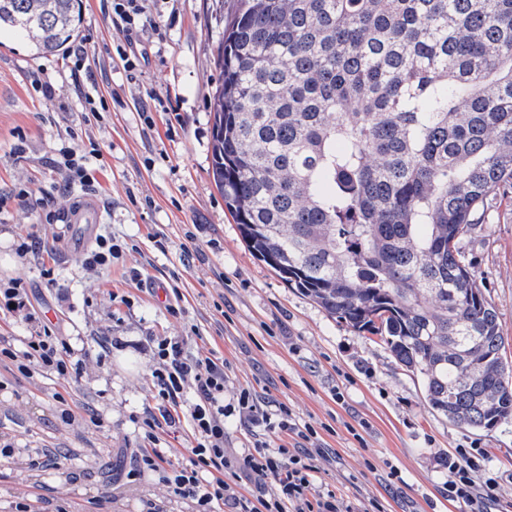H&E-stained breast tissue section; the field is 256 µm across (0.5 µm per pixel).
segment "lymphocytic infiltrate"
<instances>
[{
  "mask_svg": "<svg viewBox=\"0 0 512 512\" xmlns=\"http://www.w3.org/2000/svg\"><path fill=\"white\" fill-rule=\"evenodd\" d=\"M99 154L96 148L62 146L56 168L63 189L95 183L87 160ZM152 343L157 412L144 422L149 445L136 455L129 480H139L148 471L157 473L175 497L195 503L196 512H354L343 496L316 483V461L331 451L319 445L313 426L300 423L284 405L267 412L248 388L232 392V403H225L223 360L203 353L188 356L184 337H156ZM71 355L66 340L47 329L35 330L23 349L0 348V358L12 361L18 371L50 373L66 381L77 376L69 367ZM233 415L264 425L269 433L291 436L293 447L275 448L262 437L243 452L229 451L224 446V420ZM185 422L194 444L189 460L175 463L160 449L159 435L177 432ZM486 458L482 448L456 449L445 497L467 504L470 512H491L497 480L488 475ZM245 485L250 488L246 494L241 491Z\"/></svg>",
  "mask_w": 512,
  "mask_h": 512,
  "instance_id": "1",
  "label": "lymphocytic infiltrate"
}]
</instances>
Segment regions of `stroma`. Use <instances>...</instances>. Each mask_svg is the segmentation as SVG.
Segmentation results:
<instances>
[{
  "label": "stroma",
  "instance_id": "1",
  "mask_svg": "<svg viewBox=\"0 0 512 512\" xmlns=\"http://www.w3.org/2000/svg\"><path fill=\"white\" fill-rule=\"evenodd\" d=\"M145 6L153 27L136 39L142 59L132 70L117 53L125 39L112 0H82L77 41L88 61L76 74L68 55L37 57L14 33H0V193L19 179L36 191L28 207L0 208V279H21L41 303L42 321L82 361L70 382L0 363V436L15 443L0 458V512L21 503L36 512H149L153 503L194 512L159 476L126 478L144 445L138 420L155 405L154 336H181L189 352L224 359L231 387L251 388L264 410L283 404L319 427L336 458L319 461L318 480L353 507L375 497L388 512H469L442 488L449 454L474 443L502 477L501 506H512V424L486 435L433 415L419 378L377 338L288 287L242 241L211 175L218 52L236 0ZM41 80L53 84V98L40 93ZM88 96L101 102L92 121ZM70 141L96 145L106 169L96 184L73 185L68 201L95 195L102 229L129 245L97 273L70 252L66 223L45 219L61 184L53 158ZM26 234L54 249L57 288L45 285L41 255H15V239ZM186 245L195 249L187 265ZM463 247L499 313L512 364V207L489 205ZM65 403L73 422L60 416ZM93 416L102 428L90 424ZM46 451L53 462L30 468ZM392 466L396 485L387 478Z\"/></svg>",
  "mask_w": 512,
  "mask_h": 512
}]
</instances>
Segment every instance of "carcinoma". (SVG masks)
I'll return each mask as SVG.
<instances>
[{"label":"carcinoma","mask_w":512,"mask_h":512,"mask_svg":"<svg viewBox=\"0 0 512 512\" xmlns=\"http://www.w3.org/2000/svg\"><path fill=\"white\" fill-rule=\"evenodd\" d=\"M81 0H0L37 54ZM212 175L288 287L379 337L448 423H512L496 307L463 240L512 196V0H238L218 58Z\"/></svg>","instance_id":"obj_1"}]
</instances>
